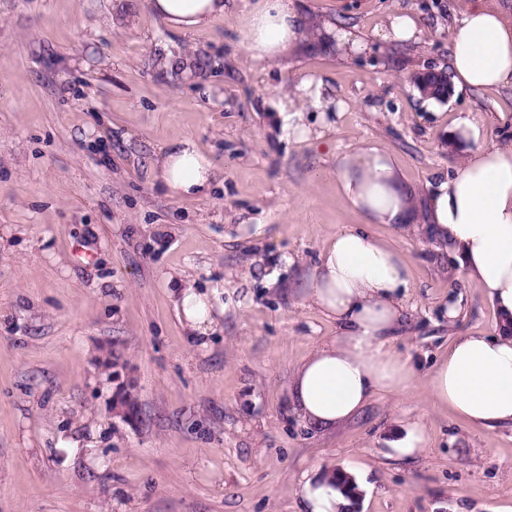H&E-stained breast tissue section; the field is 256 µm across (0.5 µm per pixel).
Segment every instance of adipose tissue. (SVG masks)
Wrapping results in <instances>:
<instances>
[{"label": "adipose tissue", "mask_w": 512, "mask_h": 512, "mask_svg": "<svg viewBox=\"0 0 512 512\" xmlns=\"http://www.w3.org/2000/svg\"><path fill=\"white\" fill-rule=\"evenodd\" d=\"M151 12L178 30L204 26L224 13V0H147ZM253 60L280 59L303 33L290 0H254L240 29ZM456 90L512 86V13L485 0H464L449 59ZM449 139L464 151L452 174L439 177L425 219L415 212V189L406 186L393 156L367 147L339 159L346 200L367 223L406 231L421 224L465 277L477 283L498 316L495 335L458 337L428 374L429 399L466 423L512 427V146L486 145L475 113L462 112ZM154 178L177 198L207 196L217 179L214 162L193 139L166 143ZM411 268L389 243L347 226L337 227L302 285L303 302L335 321L336 335L296 368L291 393L310 425L343 424L370 401L406 394L417 377L410 356L394 347L404 329ZM173 304L186 330L213 329L212 303L190 280L174 281ZM303 512H343L348 500L335 472L304 478Z\"/></svg>", "instance_id": "1"}]
</instances>
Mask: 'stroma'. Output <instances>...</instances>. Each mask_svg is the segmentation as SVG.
Here are the masks:
<instances>
[{
  "mask_svg": "<svg viewBox=\"0 0 512 512\" xmlns=\"http://www.w3.org/2000/svg\"><path fill=\"white\" fill-rule=\"evenodd\" d=\"M251 2L183 33L147 0H0V512H300L303 474L345 464L369 485L357 512L512 504V429L469 426L425 393L456 337L495 333L494 308L424 234L365 224L336 179L338 157L377 146L426 194L463 159L448 141L457 113L512 143V88L439 102L414 87L447 69L459 0H292L312 24L272 62L240 45ZM401 10L415 35L382 38ZM341 21L362 52L326 37ZM309 79L329 105L306 106L308 136L285 137L278 106ZM176 136L221 168L208 197L154 181ZM340 225L410 263L395 344L418 375L322 430L290 383L336 325L297 283ZM171 276L215 294L211 336L186 335ZM124 389L132 422L113 410ZM413 422L424 452L387 459Z\"/></svg>",
  "mask_w": 512,
  "mask_h": 512,
  "instance_id": "stroma-1",
  "label": "stroma"
}]
</instances>
